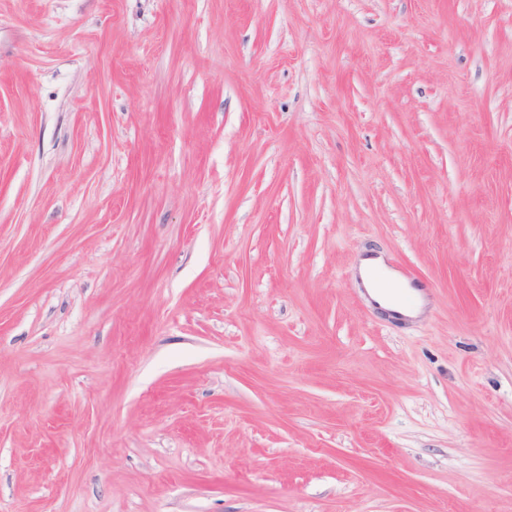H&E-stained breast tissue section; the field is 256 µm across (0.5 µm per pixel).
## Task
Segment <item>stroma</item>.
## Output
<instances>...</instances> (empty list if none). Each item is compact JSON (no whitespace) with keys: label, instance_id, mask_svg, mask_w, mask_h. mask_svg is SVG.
<instances>
[{"label":"stroma","instance_id":"stroma-1","mask_svg":"<svg viewBox=\"0 0 512 512\" xmlns=\"http://www.w3.org/2000/svg\"><path fill=\"white\" fill-rule=\"evenodd\" d=\"M0 512H512V0H0ZM357 272L360 279L367 289L369 296L375 303L386 310H393L394 307L387 302H392L389 298L384 296L379 290L373 279V273L378 272L384 276L388 282L393 286L399 288H408V285L396 273L389 271L386 268L385 260L382 256L369 255L360 259Z\"/></svg>","mask_w":512,"mask_h":512}]
</instances>
